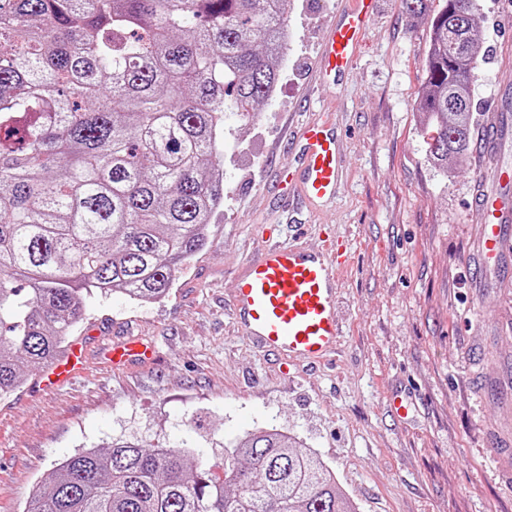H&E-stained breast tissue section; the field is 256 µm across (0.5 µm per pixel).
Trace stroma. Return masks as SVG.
Here are the masks:
<instances>
[{"instance_id": "35a3bbf8", "label": "stroma", "mask_w": 512, "mask_h": 512, "mask_svg": "<svg viewBox=\"0 0 512 512\" xmlns=\"http://www.w3.org/2000/svg\"><path fill=\"white\" fill-rule=\"evenodd\" d=\"M349 2L289 0L277 90L252 120L225 114L224 203L169 295L87 297L75 338L97 323L106 342H151L157 360L115 368L93 355L86 375L54 395L35 390L32 369L0 400V512H21L32 486L79 448L123 438L220 461L261 427L314 451L359 512H512V258L473 278L479 154L442 174L421 136L430 16L441 3L410 17L397 0H377L355 64L327 89L316 57ZM479 4L480 139L493 99L512 130V0ZM325 112L341 125L343 184L315 212L280 194L278 180L299 127ZM264 224L275 241L314 250L326 224L347 249L345 334L331 362L271 356L227 314ZM396 394L405 412L393 410Z\"/></svg>"}]
</instances>
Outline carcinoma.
I'll return each instance as SVG.
<instances>
[{"label": "carcinoma", "instance_id": "obj_1", "mask_svg": "<svg viewBox=\"0 0 512 512\" xmlns=\"http://www.w3.org/2000/svg\"><path fill=\"white\" fill-rule=\"evenodd\" d=\"M478 0L431 18L420 111L436 168L473 145ZM285 0H0V399L52 362L82 293L165 298L224 202V113L273 95ZM22 512H357L276 429L222 463L114 439L81 448Z\"/></svg>", "mask_w": 512, "mask_h": 512}]
</instances>
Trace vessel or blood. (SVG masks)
I'll list each match as a JSON object with an SVG mask.
<instances>
[{
    "mask_svg": "<svg viewBox=\"0 0 512 512\" xmlns=\"http://www.w3.org/2000/svg\"><path fill=\"white\" fill-rule=\"evenodd\" d=\"M374 9L375 0H355L354 8L336 15L318 57V72L325 81H339L353 66ZM297 141L300 167L284 170L282 183L309 205L325 206L341 186L342 156L334 117L327 114L305 124ZM489 175V180L476 182L473 192L475 207L484 217L474 238L472 265L478 273L512 254V206L496 192L497 186L512 183V171L493 167ZM343 266L335 244L314 251L300 243L262 239L256 257L235 276L229 316L264 352L292 362L325 361L335 354L343 334L337 314ZM102 352L116 367L154 358L153 349L137 340L103 346ZM89 367L86 343L74 342L41 375L38 386L44 391L59 389Z\"/></svg>",
    "mask_w": 512,
    "mask_h": 512,
    "instance_id": "1",
    "label": "vessel or blood"
}]
</instances>
